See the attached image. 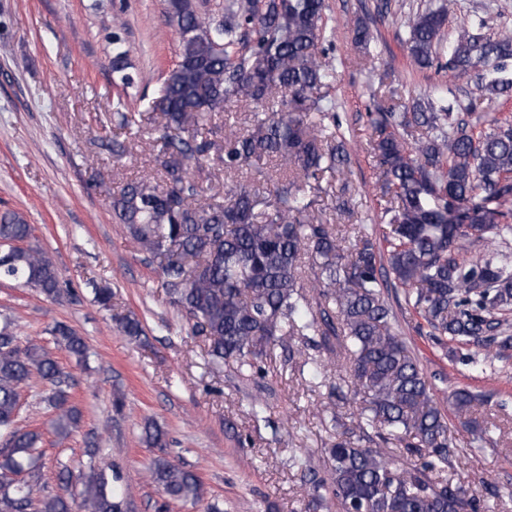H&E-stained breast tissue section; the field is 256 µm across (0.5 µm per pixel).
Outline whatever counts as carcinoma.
<instances>
[{
    "label": "carcinoma",
    "mask_w": 512,
    "mask_h": 512,
    "mask_svg": "<svg viewBox=\"0 0 512 512\" xmlns=\"http://www.w3.org/2000/svg\"><path fill=\"white\" fill-rule=\"evenodd\" d=\"M457 0H444L407 17L406 49L413 63L457 78H474L467 110L486 99L512 96V27L489 35V18L461 26L451 45L443 40ZM325 0H233L217 17L197 0H165L167 24L178 37V60L163 76L149 111L126 112L112 102V121L128 132L153 125L159 142L158 182L139 178L112 195L115 223L138 250L162 261L163 287L193 332L206 337L215 362L230 363L243 377L263 375L267 349L288 346V358L316 378L328 362L306 352L320 348L344 365L361 397L349 432L326 449L327 477L312 478L308 509L328 506L326 487L340 512H489L444 473L456 456L448 438L447 410L482 442L488 433L472 415L476 396L456 389L448 407L434 401L432 385L394 327L383 298L401 288L431 328V335L473 341L485 353L464 357L487 367L492 344L512 346L500 310L512 306V257L468 262L462 253L493 236L512 238V122L493 118L475 131L448 106V90L397 113L376 109L370 120V153L385 193L390 232L385 246L376 226L356 227L354 244L317 215L325 174L351 162L330 96L335 69L326 61ZM112 71L123 87L134 84L119 29L108 33ZM228 103L262 109L249 128L229 127L212 137L205 122ZM299 171L296 180L265 188L237 180L224 201L204 203L201 174L217 160L224 171L257 169L267 160ZM32 227L17 213L0 217V242L18 243L0 263V280L54 298L61 282L55 264L29 243ZM57 343L82 357L86 343L58 324ZM301 345H292L294 338ZM38 379L50 389L48 406L57 435L81 418L63 388L67 376L53 355L21 347L11 323L0 326V512H122L109 479L92 473L84 489L71 490L72 471L60 473L62 491L46 495L36 482L16 480L36 469L41 433L18 425L19 392ZM395 438L420 462L400 467L381 444ZM149 475L169 499L197 503L204 484L165 456Z\"/></svg>",
    "instance_id": "1"
}]
</instances>
